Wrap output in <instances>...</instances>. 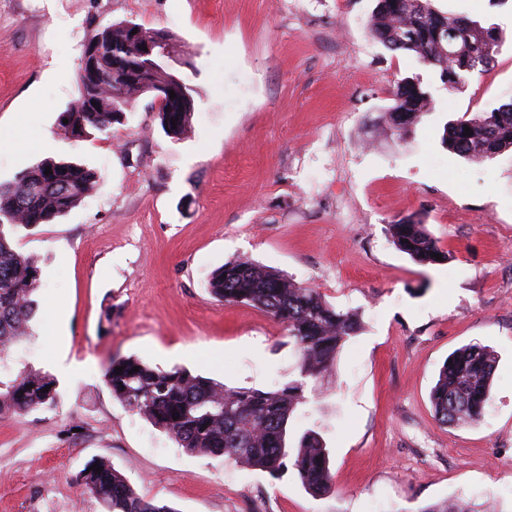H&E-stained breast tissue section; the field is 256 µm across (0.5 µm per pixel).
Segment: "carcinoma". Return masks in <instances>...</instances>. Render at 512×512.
<instances>
[{
    "label": "carcinoma",
    "mask_w": 512,
    "mask_h": 512,
    "mask_svg": "<svg viewBox=\"0 0 512 512\" xmlns=\"http://www.w3.org/2000/svg\"><path fill=\"white\" fill-rule=\"evenodd\" d=\"M464 17L436 9L432 0H414L411 9L386 6L376 0L368 22L369 34L392 52L415 56L439 71L440 79L484 72L495 62L503 42L501 31L468 20L456 38V56L441 48L444 38L456 31ZM122 22L98 27L88 43H100L105 52L99 62L96 112L84 110L86 83L79 80L78 96L60 112L58 125L65 135L83 141L106 133L144 95L135 70L144 58L139 46L156 30L139 26L131 37ZM495 34L487 48L486 36ZM472 71L460 67L472 60ZM429 96L412 78H405L394 93L393 103L374 126L387 136L403 138L429 111ZM192 112H158L165 133L179 139L190 129ZM68 123H63V119ZM177 124H172V121ZM470 128L465 135L464 127ZM448 152L468 160L491 159L512 150V101L469 119L448 121L441 135ZM51 173H45V168ZM94 173L86 165L44 159L35 162L13 181L0 184V357L22 337L29 335L40 287L37 261L16 249L24 231L50 224L79 207L91 194ZM393 245L413 261L436 264L432 254L448 260L423 224L394 223L388 228ZM209 292L226 304L245 303L270 314L288 331L295 349L296 378L276 390L228 388L223 383L185 368L152 367L135 356L110 362L104 372L112 397L171 437L191 454L222 457L226 463H243L281 478L292 470L313 496L331 488L330 451L315 430L303 432L296 446L288 447V430L298 406L308 402L307 391L332 375L339 350L361 330L358 314L330 305L312 287L251 260L229 262L209 279ZM139 371H133V367ZM123 368L122 373L115 368ZM497 356L482 345H465L449 356L440 369L430 400L438 422L457 426L475 424L491 401V383ZM47 392H42V389ZM59 400L57 380L41 371H25L16 379L0 382V418L37 409H52ZM98 469H92L93 464ZM90 471L80 472V483L102 505L104 512H173L140 495L112 463L90 460Z\"/></svg>",
    "instance_id": "carcinoma-1"
}]
</instances>
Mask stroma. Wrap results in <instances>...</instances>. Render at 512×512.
Instances as JSON below:
<instances>
[{"mask_svg": "<svg viewBox=\"0 0 512 512\" xmlns=\"http://www.w3.org/2000/svg\"><path fill=\"white\" fill-rule=\"evenodd\" d=\"M376 0H0V183L51 156L97 173L93 194L17 243L41 270L32 334L0 381L38 370L59 383L51 410L0 419V512H103L76 477L103 457L173 512H423L462 500L512 512V150L449 153L446 121L512 99V0H434L499 28L494 66L448 90L414 56L386 50ZM165 29L195 90L192 127L167 136L141 97L111 131L68 139L84 42L101 25ZM432 110L405 139L372 135L404 78ZM425 224L450 258L399 252L390 224ZM249 259L317 288L362 330L301 407L332 486L315 497L185 452L116 401L115 358L184 367L231 388L273 390L296 375L284 326L227 305L208 280ZM498 355L492 398L471 426H442L430 391L455 349Z\"/></svg>", "mask_w": 512, "mask_h": 512, "instance_id": "stroma-1", "label": "stroma"}]
</instances>
